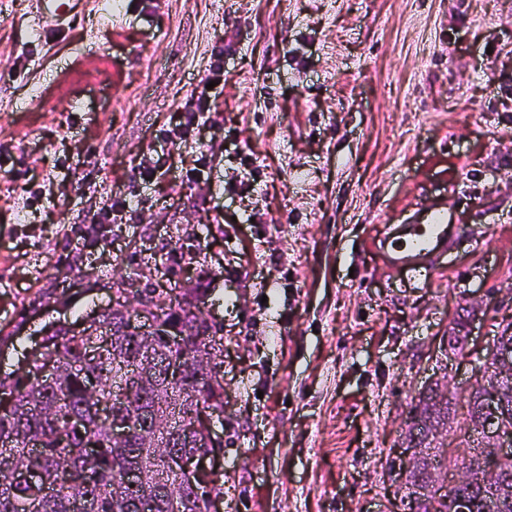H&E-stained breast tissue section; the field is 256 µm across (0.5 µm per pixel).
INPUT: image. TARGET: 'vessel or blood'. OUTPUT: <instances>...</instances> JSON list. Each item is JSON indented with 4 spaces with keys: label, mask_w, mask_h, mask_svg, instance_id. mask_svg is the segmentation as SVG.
Instances as JSON below:
<instances>
[{
    "label": "vessel or blood",
    "mask_w": 512,
    "mask_h": 512,
    "mask_svg": "<svg viewBox=\"0 0 512 512\" xmlns=\"http://www.w3.org/2000/svg\"><path fill=\"white\" fill-rule=\"evenodd\" d=\"M458 237L457 225L448 220V209L429 211L422 222L386 227L378 248L392 268L410 272L419 282H427L434 259L447 253Z\"/></svg>",
    "instance_id": "b4317fda"
}]
</instances>
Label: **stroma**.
Here are the masks:
<instances>
[{"label":"stroma","instance_id":"35a3bbf8","mask_svg":"<svg viewBox=\"0 0 512 512\" xmlns=\"http://www.w3.org/2000/svg\"><path fill=\"white\" fill-rule=\"evenodd\" d=\"M441 201L422 284L375 244ZM158 249L222 327L211 512H404L458 305L468 348L512 323V0H0V377Z\"/></svg>","mask_w":512,"mask_h":512}]
</instances>
